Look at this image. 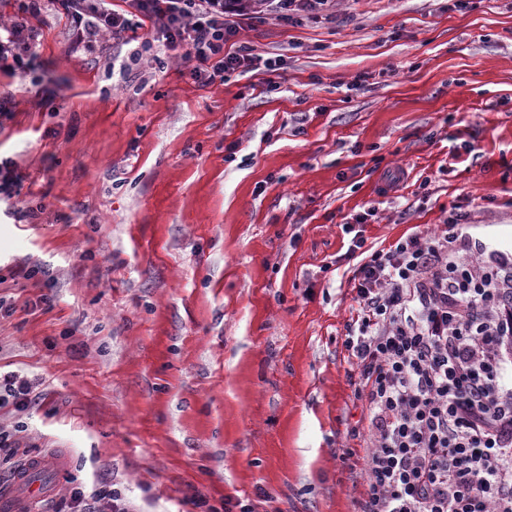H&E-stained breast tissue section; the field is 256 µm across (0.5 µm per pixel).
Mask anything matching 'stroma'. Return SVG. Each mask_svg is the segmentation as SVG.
I'll return each instance as SVG.
<instances>
[{"mask_svg": "<svg viewBox=\"0 0 512 512\" xmlns=\"http://www.w3.org/2000/svg\"><path fill=\"white\" fill-rule=\"evenodd\" d=\"M336 24L244 12L282 69L201 86L183 57L68 50L52 20L0 74V370L42 377L24 444L45 501L104 478L137 512L187 497L358 512L345 257L463 215L512 252V0H334ZM126 62L112 75V59ZM39 266L43 275L23 273Z\"/></svg>", "mask_w": 512, "mask_h": 512, "instance_id": "1", "label": "stroma"}]
</instances>
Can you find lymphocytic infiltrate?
<instances>
[{
	"label": "lymphocytic infiltrate",
	"mask_w": 512,
	"mask_h": 512,
	"mask_svg": "<svg viewBox=\"0 0 512 512\" xmlns=\"http://www.w3.org/2000/svg\"><path fill=\"white\" fill-rule=\"evenodd\" d=\"M224 0H17L0 22V73L27 76L48 17L66 19L69 49L138 39L182 51L206 85L252 67L253 49ZM355 308L345 325L349 379L365 407L359 512H512V386L503 350L512 339V258L476 241L462 218L366 251L348 247ZM42 379L0 373V406L19 415L44 401ZM50 512H132L104 479L73 486Z\"/></svg>",
	"instance_id": "f902f5d3"
}]
</instances>
